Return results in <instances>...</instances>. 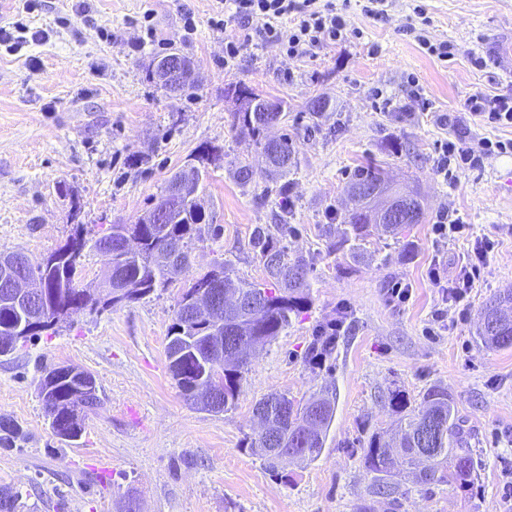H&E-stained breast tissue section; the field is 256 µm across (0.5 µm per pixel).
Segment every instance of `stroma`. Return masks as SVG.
I'll use <instances>...</instances> for the list:
<instances>
[{
	"label": "stroma",
	"instance_id": "35a3bbf8",
	"mask_svg": "<svg viewBox=\"0 0 512 512\" xmlns=\"http://www.w3.org/2000/svg\"><path fill=\"white\" fill-rule=\"evenodd\" d=\"M0 8V252L32 260L63 244L75 225L91 237L132 224L162 196L170 177L217 150L207 165L209 216L190 266L139 300L83 310L0 356V417L25 437L0 447V486L19 490L31 512H512V347L477 337L486 303L512 288V193L499 177L512 154L437 171L443 143L474 146L512 138V128L474 117L466 100L512 97V0H388L371 17L365 0H334L362 31L359 39L291 57L256 40L225 62L241 25L212 24L215 0H4ZM425 18H418L415 6ZM454 45L453 57L428 55L415 37ZM179 51L194 64L197 86L173 95L146 77L150 62ZM280 104L283 120L265 138L288 136L296 163L288 197L273 191L264 156L238 123L236 85ZM329 100L310 111L311 99ZM381 162L391 182L416 190L422 223L399 238L372 231L362 250H331L321 234L353 206L346 186L357 167ZM252 171L248 184L239 167ZM292 227L290 257L310 266V304L276 339L250 357L241 390L222 413L187 402L168 369L165 348L177 303L196 277L230 261L241 279L271 287L251 238L256 225ZM462 218L465 232L437 237L441 218ZM497 247L464 313L432 332L442 295L433 266L456 277L463 254L481 238ZM412 259H403L406 246ZM397 280L411 299L387 301ZM344 323L322 366L307 359L323 327ZM91 371L102 406L75 443L53 436L37 384L43 367ZM447 387L471 434L478 466L463 492L438 483L401 484L396 504L368 493V437L395 424L389 391L419 405L431 386ZM335 398L325 447L312 463L269 468L250 448L260 428L253 408L277 392L305 401Z\"/></svg>",
	"mask_w": 512,
	"mask_h": 512
}]
</instances>
